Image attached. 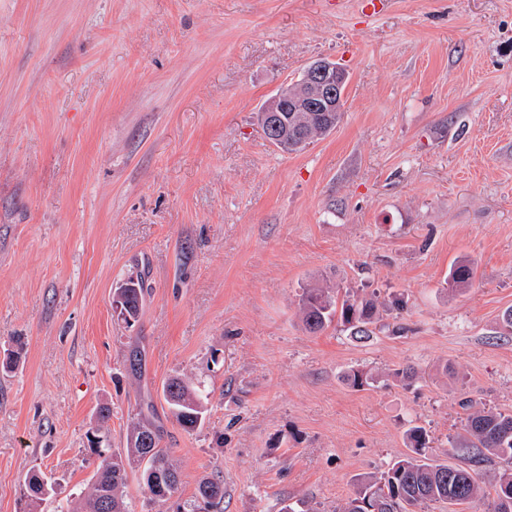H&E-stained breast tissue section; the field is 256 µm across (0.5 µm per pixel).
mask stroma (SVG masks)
Here are the masks:
<instances>
[{
	"label": "stroma",
	"instance_id": "stroma-1",
	"mask_svg": "<svg viewBox=\"0 0 512 512\" xmlns=\"http://www.w3.org/2000/svg\"><path fill=\"white\" fill-rule=\"evenodd\" d=\"M317 58L348 74L341 120L280 151L256 116ZM315 284L406 306L312 334ZM509 308L512 0H0V512L32 472L86 489L105 403L113 447L159 428L182 499L210 477L221 512H339L408 428L453 464L463 400L512 412ZM175 374L210 393L200 430ZM475 276L473 263L469 260H459L453 267L450 280L446 281L449 290L459 291L471 285ZM136 286L137 288L124 289V293L126 292V294L124 299L123 312H126V316L122 319L126 324H131L132 322H136L138 320L141 308L143 306L146 289L145 283L141 277L138 279ZM162 393L170 415L183 430L194 432L203 427L209 411L208 393L181 375L169 378Z\"/></svg>",
	"mask_w": 512,
	"mask_h": 512
}]
</instances>
